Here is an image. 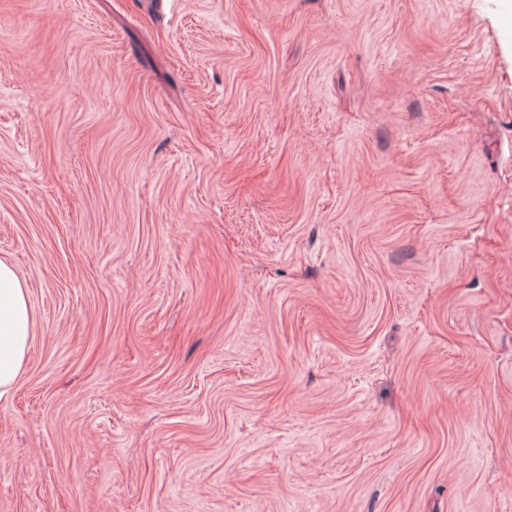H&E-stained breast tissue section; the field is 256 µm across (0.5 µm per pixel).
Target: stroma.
I'll list each match as a JSON object with an SVG mask.
<instances>
[{
  "label": "stroma",
  "instance_id": "obj_1",
  "mask_svg": "<svg viewBox=\"0 0 512 512\" xmlns=\"http://www.w3.org/2000/svg\"><path fill=\"white\" fill-rule=\"evenodd\" d=\"M0 512H512V0H0ZM31 307L16 270L0 260V397L15 386L31 343Z\"/></svg>",
  "mask_w": 512,
  "mask_h": 512
}]
</instances>
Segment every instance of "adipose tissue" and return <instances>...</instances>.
I'll list each match as a JSON object with an SVG mask.
<instances>
[{"label":"adipose tissue","instance_id":"1","mask_svg":"<svg viewBox=\"0 0 512 512\" xmlns=\"http://www.w3.org/2000/svg\"><path fill=\"white\" fill-rule=\"evenodd\" d=\"M31 307L14 267L0 260V395L15 386L31 343Z\"/></svg>","mask_w":512,"mask_h":512}]
</instances>
